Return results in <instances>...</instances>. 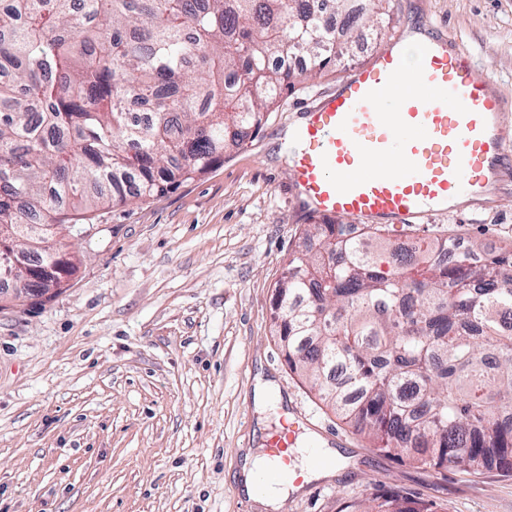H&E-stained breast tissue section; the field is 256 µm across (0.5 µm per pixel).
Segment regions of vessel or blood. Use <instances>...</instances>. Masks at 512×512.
Listing matches in <instances>:
<instances>
[{"label": "vessel or blood", "mask_w": 512, "mask_h": 512, "mask_svg": "<svg viewBox=\"0 0 512 512\" xmlns=\"http://www.w3.org/2000/svg\"><path fill=\"white\" fill-rule=\"evenodd\" d=\"M503 99L470 56L428 34L413 59L388 47L308 108L288 136L295 191L327 218L415 224L435 208L512 179ZM273 435L258 487L285 474L305 426Z\"/></svg>", "instance_id": "1"}]
</instances>
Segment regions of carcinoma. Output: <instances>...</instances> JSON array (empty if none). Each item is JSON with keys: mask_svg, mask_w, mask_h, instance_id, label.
Returning <instances> with one entry per match:
<instances>
[{"mask_svg": "<svg viewBox=\"0 0 512 512\" xmlns=\"http://www.w3.org/2000/svg\"><path fill=\"white\" fill-rule=\"evenodd\" d=\"M0 0V225L72 229L206 174L390 0ZM299 52L300 70L273 60ZM306 229L276 285L288 366L397 456L512 472V242L479 262ZM370 512H432L394 496Z\"/></svg>", "mask_w": 512, "mask_h": 512, "instance_id": "carcinoma-1", "label": "carcinoma"}]
</instances>
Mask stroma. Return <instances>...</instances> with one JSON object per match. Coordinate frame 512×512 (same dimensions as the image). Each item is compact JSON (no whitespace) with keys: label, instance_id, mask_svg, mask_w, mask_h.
Segmentation results:
<instances>
[{"label":"stroma","instance_id":"35a3bbf8","mask_svg":"<svg viewBox=\"0 0 512 512\" xmlns=\"http://www.w3.org/2000/svg\"><path fill=\"white\" fill-rule=\"evenodd\" d=\"M390 15L205 175L103 211L70 240L79 269L59 295L0 307V512H266L242 489L243 460L299 412L343 446L331 475L280 512H362L387 491L432 512H512V473L380 453L289 369L275 332V284L312 221L288 131L348 68L424 20L494 80L512 130V0H393ZM388 235L496 250L512 242V182ZM260 378L280 402L256 405Z\"/></svg>","mask_w":512,"mask_h":512}]
</instances>
